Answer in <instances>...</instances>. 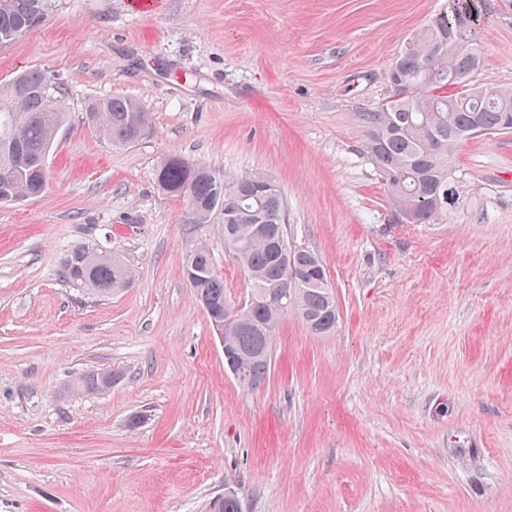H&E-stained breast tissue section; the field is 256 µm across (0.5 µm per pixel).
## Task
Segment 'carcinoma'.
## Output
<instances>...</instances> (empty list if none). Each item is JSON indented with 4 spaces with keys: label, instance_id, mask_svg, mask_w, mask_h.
<instances>
[{
    "label": "carcinoma",
    "instance_id": "1",
    "mask_svg": "<svg viewBox=\"0 0 512 512\" xmlns=\"http://www.w3.org/2000/svg\"><path fill=\"white\" fill-rule=\"evenodd\" d=\"M49 2L0 0V44L39 25ZM481 23L476 0H448L447 9L411 37L392 65L391 99L363 115L365 151L408 224H431L447 208L459 147L485 134L512 132V89L472 84L482 62ZM16 80L24 92L0 89V203L46 192L49 178L41 165L66 117L51 74L31 69ZM86 118L114 145L132 144L149 129L147 112L120 94L90 102ZM156 178L165 193L192 203L194 224L209 223L216 208L224 207V242L236 248L252 285L230 336L243 387L257 389L264 382L276 326L288 312H297L315 335L335 330L339 310L326 268L316 253L289 245L285 200L275 181L251 173L226 184L211 169L175 156L158 168ZM183 272L194 292L205 293L209 320L234 308L207 246L185 248ZM63 276L70 287L96 297L121 292L135 280L123 259L89 245L71 251ZM114 379L110 372L92 371L74 387L101 393Z\"/></svg>",
    "mask_w": 512,
    "mask_h": 512
}]
</instances>
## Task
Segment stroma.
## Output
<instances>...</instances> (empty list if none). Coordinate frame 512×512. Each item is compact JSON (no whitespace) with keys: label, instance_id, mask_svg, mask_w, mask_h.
I'll return each instance as SVG.
<instances>
[{"label":"stroma","instance_id":"35a3bbf8","mask_svg":"<svg viewBox=\"0 0 512 512\" xmlns=\"http://www.w3.org/2000/svg\"><path fill=\"white\" fill-rule=\"evenodd\" d=\"M482 86L512 87V0H484ZM446 0H50L0 44V85L49 72L68 112L41 196L0 204V512H512V133L468 140L448 209L402 221L364 151L408 39ZM151 129L115 146L92 100ZM171 156L280 186L340 318L280 323L265 383L239 385L183 273L205 244L224 294L251 282L223 213L194 224ZM86 244L134 269L92 299L61 278ZM90 370L100 394L73 391ZM86 118L114 145L135 143L149 129L147 112L134 99L120 94L90 102ZM115 374L112 372L92 371L85 373L75 382V390L79 393H101L112 386Z\"/></svg>","mask_w":512,"mask_h":512}]
</instances>
